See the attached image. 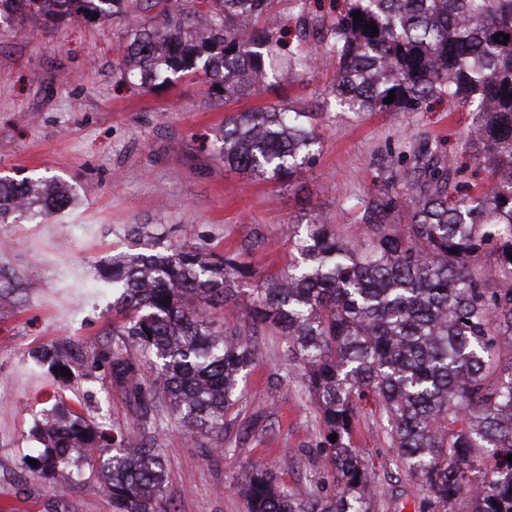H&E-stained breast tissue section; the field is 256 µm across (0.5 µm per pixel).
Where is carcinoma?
I'll return each instance as SVG.
<instances>
[{
    "label": "carcinoma",
    "mask_w": 512,
    "mask_h": 512,
    "mask_svg": "<svg viewBox=\"0 0 512 512\" xmlns=\"http://www.w3.org/2000/svg\"><path fill=\"white\" fill-rule=\"evenodd\" d=\"M272 2L0 0V23L130 17L120 80L154 89L201 71L226 105L277 80V59L298 76L316 55L334 56L331 93L341 111L419 112L446 99L468 112L462 151L491 189L472 192L468 164L424 139L398 152L390 178L399 191L364 203L361 237L340 238L318 215L293 224L294 258L275 274L244 258L264 246L259 237L226 253L207 239L166 245L148 225H132L133 249L98 269L122 314L98 361L137 404L138 433L114 445L62 405L39 428L38 464L25 465L65 481L96 457L113 512H170L149 434L168 415L189 437L224 447L246 370L260 357L254 336L268 327L301 365L322 423L321 463L304 498L268 466H251L247 512H375L374 477L349 441L367 398L424 489L418 512H512V0H342L334 13L310 18L311 0H294L297 20L325 36L311 42L303 30L288 47ZM500 32L509 39L495 42ZM315 117L290 105L231 115L215 136L217 158L265 180L291 179L315 158ZM69 203L62 183L0 181L3 221ZM486 256L497 270L482 265ZM256 278L247 313L207 314ZM38 359L51 371L85 363L81 352L54 347Z\"/></svg>",
    "instance_id": "carcinoma-1"
}]
</instances>
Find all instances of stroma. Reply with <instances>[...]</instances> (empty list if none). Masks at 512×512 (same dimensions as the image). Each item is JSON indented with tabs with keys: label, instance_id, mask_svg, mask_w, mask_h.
Listing matches in <instances>:
<instances>
[{
	"label": "stroma",
	"instance_id": "1",
	"mask_svg": "<svg viewBox=\"0 0 512 512\" xmlns=\"http://www.w3.org/2000/svg\"><path fill=\"white\" fill-rule=\"evenodd\" d=\"M128 29L118 18L0 25V179L54 176L74 194L69 208L40 222L0 220V512H112L97 488V461L61 483L23 459L40 449L36 424L63 401H78L112 436L135 430L136 406L107 371L62 378L33 359L51 345L91 356L111 341L112 296L94 283L99 264L129 249L126 227L151 224L177 244L204 236L228 252L259 236L265 245L247 261L264 273L280 270L291 259L287 225L320 215L341 238L359 235L357 202L391 191L383 174L392 156L426 137L455 146L470 120L444 100L420 112L336 116L332 56L229 109L200 74L142 89L114 74ZM281 103L320 113L316 161L289 183L226 169L212 141L229 111ZM258 343L261 358L235 408L247 437L227 436L215 450L164 421L157 449L171 512H245V475L255 462H285L278 478L296 496L312 488L319 417L282 337L267 329ZM365 408L350 442L375 471L380 501L416 512L422 488L390 447L374 403Z\"/></svg>",
	"mask_w": 512,
	"mask_h": 512
}]
</instances>
